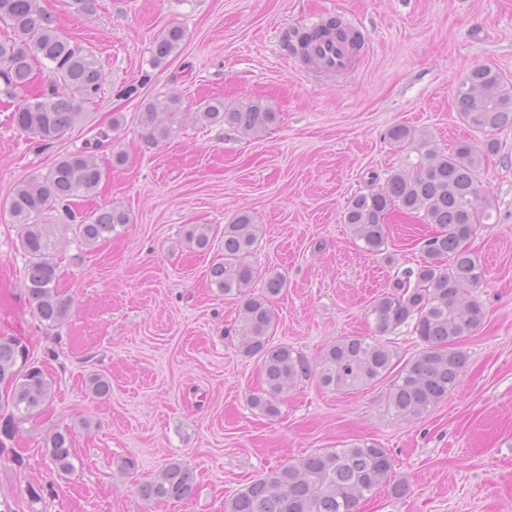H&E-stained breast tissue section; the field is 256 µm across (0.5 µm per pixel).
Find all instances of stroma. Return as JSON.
I'll return each instance as SVG.
<instances>
[{"mask_svg":"<svg viewBox=\"0 0 512 512\" xmlns=\"http://www.w3.org/2000/svg\"><path fill=\"white\" fill-rule=\"evenodd\" d=\"M71 41L100 60L101 93L80 122L44 145L10 121L27 98L0 94V334L26 336L43 362L53 401L0 452V512H224V502L277 465L360 439L388 448L394 481L361 512H512V125L494 131L499 149L456 108L465 74L483 64L512 82V0H40ZM353 18L368 53L348 77L308 76L290 37L329 17ZM184 41L165 64L150 48L169 26ZM179 96L187 116L168 142H147L145 104ZM279 112L259 136L202 126L195 114L212 97ZM99 155L107 174L97 192L44 221L66 225L56 259L68 317L53 328L34 320L24 299L26 258L9 213L16 184L44 175L63 155L109 129ZM404 125L442 152L467 140L482 151L479 179L490 206L469 241L484 267L474 292L485 320L458 345L467 356L460 385L419 418L386 403L390 378L332 391L316 376L284 397L278 416L250 404L263 385L258 358L234 334L242 301L211 288L213 254L186 240L206 224L215 244L239 212L262 228L252 262L259 277L279 273L273 340L309 362L331 340L370 333L366 312L398 271L416 266L431 225L391 213L382 254L364 252L343 222L348 200L383 186L409 147L388 138ZM125 155L115 163L113 153ZM116 204L129 224L83 245L81 216ZM112 383L108 399L85 389L88 375ZM70 430L72 473L45 455L54 430ZM194 472L180 503H146L139 486L172 460Z\"/></svg>","mask_w":512,"mask_h":512,"instance_id":"1","label":"stroma"}]
</instances>
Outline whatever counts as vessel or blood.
Listing matches in <instances>:
<instances>
[{
	"label": "vessel or blood",
	"mask_w": 512,
	"mask_h": 512,
	"mask_svg": "<svg viewBox=\"0 0 512 512\" xmlns=\"http://www.w3.org/2000/svg\"><path fill=\"white\" fill-rule=\"evenodd\" d=\"M340 34L309 41L305 51L318 73L329 76L350 75L360 63V31L350 21H343Z\"/></svg>",
	"instance_id": "1"
}]
</instances>
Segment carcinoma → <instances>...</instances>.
<instances>
[{
    "mask_svg": "<svg viewBox=\"0 0 512 512\" xmlns=\"http://www.w3.org/2000/svg\"><path fill=\"white\" fill-rule=\"evenodd\" d=\"M2 20L9 22L13 32V37L0 41V77L6 92L28 87L36 62L68 90L65 95L30 96L11 113L10 121L33 139L57 140L75 124L82 105L100 93L104 82L100 62L58 32L55 19L39 0H0ZM184 37L182 27L170 26L153 43V65L178 52ZM456 106L462 119L478 132L512 125V84L505 83L493 67L476 66L459 84ZM183 115L182 101L175 95L147 103L142 118L146 139L153 144L169 140L180 130ZM196 119L207 126L227 125L250 133L275 124L278 113L260 102L238 109L213 98L196 113ZM388 136L396 144L413 145L417 161L410 170L392 174L381 188L353 196L343 221L363 242V249L375 255L386 245L384 220L396 209L422 215L434 230L424 242L422 261L402 270L390 289L370 304L367 318L373 323L372 335L332 340L320 356L318 378L329 389L346 391L386 377L395 369L397 358L389 336L409 322L423 348L392 381L388 409L402 418H419L460 384L465 357L455 345L484 321L485 311L472 296L482 283L483 268L468 241L475 231L474 215L487 218L489 214L479 187L482 157L469 143L460 142L446 154L405 126L391 128ZM99 145L86 141L45 175L18 182L10 198V213L20 227V248L28 259L25 298L32 317L46 328L66 319L72 302L58 292L53 251L60 225L37 218L56 204L68 206L97 190L106 175L94 154ZM128 223L129 213L122 207H103L84 216L75 234L92 246ZM259 233L260 226L248 214L224 225L223 254L211 265L209 276L220 293L243 298L235 334L241 352L261 361L265 383L251 396L250 404L263 415L275 417L281 398L308 376L310 367L293 347L271 342L276 316L269 298L286 287L285 278L270 275L262 293L251 292L257 270L248 257ZM186 238L202 254L214 249L204 225L192 226ZM27 352L21 338L0 336V379L12 382L10 395L0 403V448L7 447L21 425L39 416L51 400L50 381L38 363H27ZM86 388L95 398L111 392L108 379L96 374L88 378ZM44 448L58 472L74 470L69 432L51 433ZM392 474L391 453L374 441L324 448L265 472L225 500L224 512H355L360 501L391 484ZM194 483L192 469L173 460L139 487V495L146 502H180L192 495ZM408 490L404 482L393 485L397 495Z\"/></svg>",
    "mask_w": 512,
    "mask_h": 512,
    "instance_id": "cac0c4a2",
    "label": "carcinoma"
}]
</instances>
